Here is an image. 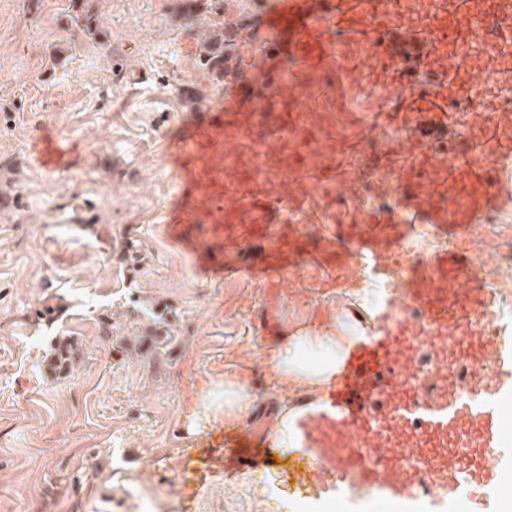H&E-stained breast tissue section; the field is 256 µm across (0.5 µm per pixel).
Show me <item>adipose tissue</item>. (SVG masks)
Returning a JSON list of instances; mask_svg holds the SVG:
<instances>
[{
    "label": "adipose tissue",
    "instance_id": "ef3b65f1",
    "mask_svg": "<svg viewBox=\"0 0 512 512\" xmlns=\"http://www.w3.org/2000/svg\"><path fill=\"white\" fill-rule=\"evenodd\" d=\"M356 337L331 327L299 328L279 338L267 357L266 376L280 392L322 393L336 377L346 349ZM190 413L201 412L206 423H232L249 415L251 403L240 376L225 377L208 396L188 401Z\"/></svg>",
    "mask_w": 512,
    "mask_h": 512
}]
</instances>
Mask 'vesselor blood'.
<instances>
[{
  "label": "vessel or blood",
  "instance_id": "obj_1",
  "mask_svg": "<svg viewBox=\"0 0 512 512\" xmlns=\"http://www.w3.org/2000/svg\"><path fill=\"white\" fill-rule=\"evenodd\" d=\"M397 0H281L282 12L268 27L258 48L246 54L245 78L225 92L223 101L201 113L174 141L168 153L177 159L175 202L162 215L166 235L181 243L215 277L246 275L277 292L292 275L291 260L303 236L300 228L270 234L278 221L277 197L304 209L322 199L336 208L335 153H311L307 140H281L266 149L270 163L298 168L281 179L280 189L250 186L247 193L225 191V170L239 154L250 152L256 128L301 126L303 85L324 70H335L346 56L366 76H383L392 86V110L407 126L410 140L431 142L445 129L443 114L421 108L435 87L458 99L461 83L486 86L482 67L459 52L448 54L431 39V29L455 26L447 9L428 24L400 28ZM492 41L512 40V12L493 10L483 21ZM432 57L426 78L395 77L392 58L412 46ZM467 139L482 150L480 163L449 153L439 167L464 184L452 208L422 209L418 194L405 201L431 224L465 229L472 210L499 203L487 171L503 150L488 140L483 126L468 127ZM38 162L48 171L66 169L71 158L59 141L44 142ZM228 224L249 225L244 245H259L257 259L225 263L222 245ZM414 320L390 324L378 311L361 339L345 354L324 399L304 408L294 420L302 468L284 473L300 498L309 490L336 495L338 512H457L458 491L471 484L498 482L512 469V325L491 331L467 325L470 313L492 301L477 274L448 279L440 261L424 277L408 279ZM424 319L426 331L416 321ZM448 367L428 371V357ZM492 361V383L481 386V368ZM371 487L365 500L348 492L347 478Z\"/></svg>",
  "mask_w": 512,
  "mask_h": 512
}]
</instances>
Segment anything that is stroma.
Listing matches in <instances>:
<instances>
[{"label": "stroma", "mask_w": 512, "mask_h": 512, "mask_svg": "<svg viewBox=\"0 0 512 512\" xmlns=\"http://www.w3.org/2000/svg\"><path fill=\"white\" fill-rule=\"evenodd\" d=\"M77 0H0V512H307L279 466L190 483L208 432L186 399L244 373L240 428L276 431L305 400L265 380L266 317L283 330L343 325L375 294L325 288L310 224L304 285L274 295L217 280L163 232L175 168L165 141L224 97L195 67L200 31L177 0H91L101 30L80 38ZM54 132L78 163L36 161ZM75 344L72 371L49 367Z\"/></svg>", "instance_id": "obj_1"}]
</instances>
